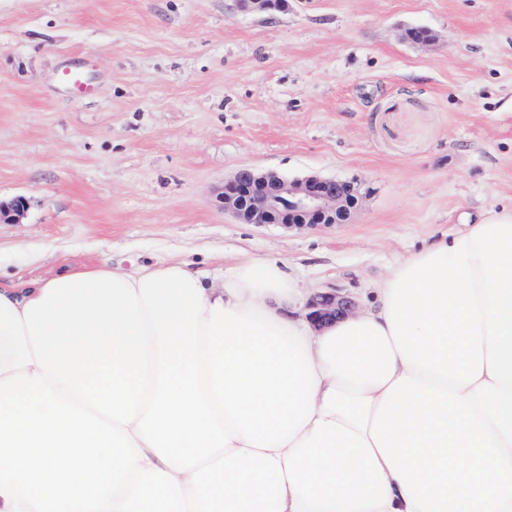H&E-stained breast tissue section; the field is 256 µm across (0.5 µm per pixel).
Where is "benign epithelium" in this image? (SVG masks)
<instances>
[{"mask_svg": "<svg viewBox=\"0 0 512 512\" xmlns=\"http://www.w3.org/2000/svg\"><path fill=\"white\" fill-rule=\"evenodd\" d=\"M362 197L361 185L354 180L317 174L290 179L276 171L245 166L224 181L219 203L243 224L312 228L349 223ZM24 211L20 198L0 201V222L17 223ZM308 307L310 319L323 326L351 314L357 302L334 288L315 294Z\"/></svg>", "mask_w": 512, "mask_h": 512, "instance_id": "1", "label": "benign epithelium"}]
</instances>
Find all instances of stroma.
Listing matches in <instances>:
<instances>
[{
  "label": "stroma",
  "instance_id": "35a3bbf8",
  "mask_svg": "<svg viewBox=\"0 0 512 512\" xmlns=\"http://www.w3.org/2000/svg\"><path fill=\"white\" fill-rule=\"evenodd\" d=\"M243 165L364 197L348 224H240L218 196ZM18 197L5 283L181 261L218 286L250 256L362 298L512 205V0H0V199Z\"/></svg>",
  "mask_w": 512,
  "mask_h": 512
}]
</instances>
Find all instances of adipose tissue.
I'll use <instances>...</instances> for the list:
<instances>
[{"mask_svg": "<svg viewBox=\"0 0 512 512\" xmlns=\"http://www.w3.org/2000/svg\"><path fill=\"white\" fill-rule=\"evenodd\" d=\"M191 276L204 305L260 306L307 342L319 387L280 450L285 512H512V206L436 237L323 327L278 263L219 287ZM45 285L0 286V381L38 370L23 310Z\"/></svg>", "mask_w": 512, "mask_h": 512, "instance_id": "1", "label": "adipose tissue"}]
</instances>
